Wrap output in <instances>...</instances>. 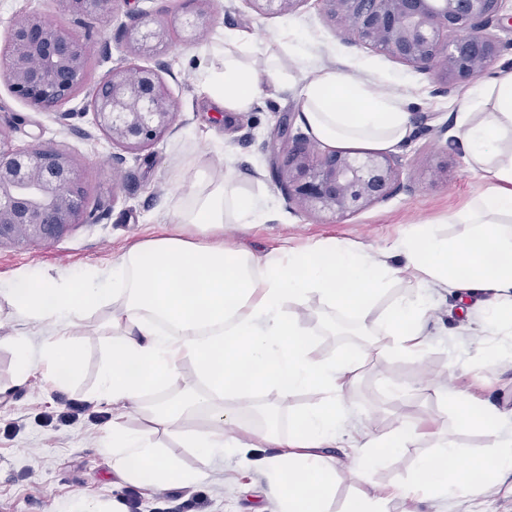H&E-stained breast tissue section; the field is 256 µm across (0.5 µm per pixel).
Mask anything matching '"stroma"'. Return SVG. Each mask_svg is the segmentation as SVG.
Returning a JSON list of instances; mask_svg holds the SVG:
<instances>
[{
	"label": "stroma",
	"instance_id": "stroma-1",
	"mask_svg": "<svg viewBox=\"0 0 512 512\" xmlns=\"http://www.w3.org/2000/svg\"><path fill=\"white\" fill-rule=\"evenodd\" d=\"M26 11L54 21L72 20L64 0H0V43L6 40L15 16ZM207 12L208 41H215L227 28L264 35L291 20L320 62L401 93L410 116H426L429 125L428 131L410 134L392 149L403 170L404 190L338 223L301 212L276 184L274 156L268 146L280 125L289 126L294 134L303 130L295 118L294 91L273 93L244 116L210 111L197 94L199 46L183 31L173 33L158 54L169 66L162 77L178 102V120L158 143L127 154L125 164L116 166L112 157L120 148L97 128L88 104L96 83L108 70L148 63L116 43L119 24L128 20V11H122L113 23H91L94 65L83 91L65 106L69 119L34 110L0 84V128L9 133L15 147L43 144L68 153L81 175L87 208L97 216L96 222L74 225L51 244L0 246L1 287H9L23 268L51 277L60 273L79 277L110 267L129 247L152 238L177 231L183 238L196 239L193 226L169 222L179 200L178 179L191 168L218 170L229 158L241 184L262 190L268 198L263 223L228 224L223 232L213 233V240H226L236 248L261 255L287 245L305 247L336 239L354 241L378 253L415 224H435L450 236L459 232V225L449 223V213L463 209L476 192L491 185L468 168L458 137L455 103L464 96V89L435 95L432 75L344 43L319 0H305L287 18L257 15L245 0H210ZM106 43L111 46L107 58L100 54ZM482 302L479 295L461 302L446 290L435 291L425 322L431 346L424 362L378 355L367 361L349 394L354 426L329 451L337 464L347 463L352 455L359 428L380 433L405 413L427 423L428 429L400 456L382 463L376 475L380 484L405 481L417 459L430 453L441 436H455L461 450L471 456L487 454L488 441L480 432L455 435L452 407L440 395L450 386L468 391L475 401L494 404L503 413L505 426L512 427V362L475 350ZM298 313L315 333L316 357L327 359L366 342L362 336L329 332L306 308ZM55 333V327L46 322L14 320L11 307L0 298V512H61L76 499L111 503L126 512L132 496L139 502V512H273L265 479L257 468L241 465L233 456L201 466L192 449L163 432L156 439L167 459L187 469L204 468L197 482L145 486L118 476L102 448V438L111 432L113 422L139 429L145 420L140 413L100 404L93 396L112 332L96 317L73 329L82 349L81 373L63 387L41 368L22 372L12 346L15 335H24L36 355L54 341ZM391 383L409 390L408 406L387 398L385 389ZM421 512H512V492L503 488L479 498L441 497L433 506H422Z\"/></svg>",
	"mask_w": 512,
	"mask_h": 512
}]
</instances>
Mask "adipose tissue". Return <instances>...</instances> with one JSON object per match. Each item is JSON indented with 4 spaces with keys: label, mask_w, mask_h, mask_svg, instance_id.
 <instances>
[{
    "label": "adipose tissue",
    "mask_w": 512,
    "mask_h": 512,
    "mask_svg": "<svg viewBox=\"0 0 512 512\" xmlns=\"http://www.w3.org/2000/svg\"><path fill=\"white\" fill-rule=\"evenodd\" d=\"M222 42L220 64L210 62L209 50L200 52L199 85L208 107L251 112L293 70L300 77L298 118L319 142L388 149L407 140L410 118L401 94L379 92L374 80L320 63L291 28L272 36L273 54L250 33L227 29ZM457 111L468 160L494 185L478 192L469 208L449 214V223L464 227L456 237L417 224L380 254L329 240L258 256L174 235L132 246L111 268L80 278L24 271L0 292L16 317L56 327L58 338L40 359L58 372L61 386L80 374L71 328L98 314L111 328L95 398L142 413L150 424L146 430L116 425L106 435L103 446L116 473L152 486L195 482L199 469H183L161 454L160 429L183 436L202 466L227 455L256 462L277 512H329L336 468L324 451L350 424L346 396L370 351L424 359L430 289L488 293L477 348L512 359V72L479 83ZM185 184L173 219L203 235L226 224L258 223L267 207L265 195L241 187L230 166L216 177L195 170ZM405 274L416 282L415 296L373 318L376 297ZM313 298L321 312L353 316L369 344L338 358H314L311 331L295 312ZM189 362L196 366L191 380L183 374ZM176 383L179 393L170 394ZM298 391L319 392L323 401L291 416L287 437H280L278 409ZM445 399L460 431H483L491 455L459 468L460 452L444 437L406 483L379 484L372 476L382 460L421 435L416 419L401 416L387 431L362 433L345 468L361 487L345 512H386L394 495L415 504L440 492L475 497L512 479V431L501 428L497 408L474 404L461 390ZM272 444L276 452L253 459L254 449Z\"/></svg>",
    "instance_id": "obj_1"
}]
</instances>
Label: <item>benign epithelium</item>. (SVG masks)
<instances>
[{
	"label": "benign epithelium",
	"mask_w": 512,
	"mask_h": 512,
	"mask_svg": "<svg viewBox=\"0 0 512 512\" xmlns=\"http://www.w3.org/2000/svg\"><path fill=\"white\" fill-rule=\"evenodd\" d=\"M76 23L51 22L38 13L13 21L0 50V82L31 108L57 111L83 89L91 64V38L79 30L84 18L108 22L122 0H65ZM199 4L177 19L192 41L211 25ZM261 14L286 15L304 0H244ZM336 36L383 53L436 77L434 93L447 95L493 68L502 45L491 28L512 25L508 0H320ZM170 22L140 10L119 37L139 56H153L165 42ZM167 65L134 70L115 67L95 85L89 107L97 127L128 152L155 144L178 118V104L160 72ZM283 155L273 167L288 202L337 222L404 188L398 160L387 152L314 151L301 137L278 132ZM92 214L72 159L35 146L17 149L0 130V245L48 242Z\"/></svg>",
	"instance_id": "1"
}]
</instances>
